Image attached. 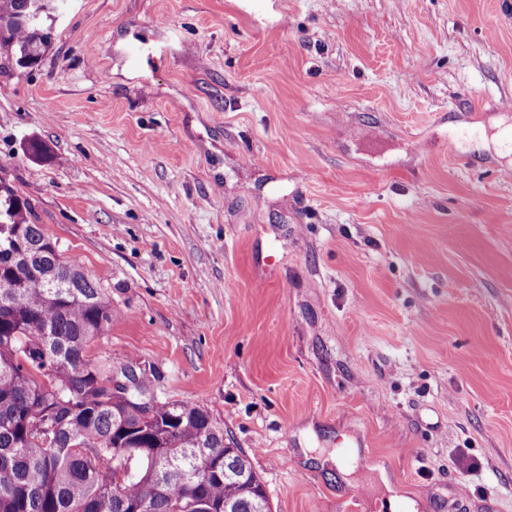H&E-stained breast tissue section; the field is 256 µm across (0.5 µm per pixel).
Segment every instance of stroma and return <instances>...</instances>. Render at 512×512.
<instances>
[{
    "mask_svg": "<svg viewBox=\"0 0 512 512\" xmlns=\"http://www.w3.org/2000/svg\"><path fill=\"white\" fill-rule=\"evenodd\" d=\"M0 173L272 512H512V0H64ZM46 151L30 155L29 142Z\"/></svg>",
    "mask_w": 512,
    "mask_h": 512,
    "instance_id": "1",
    "label": "stroma"
}]
</instances>
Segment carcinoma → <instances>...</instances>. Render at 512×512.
<instances>
[{"instance_id": "1", "label": "carcinoma", "mask_w": 512, "mask_h": 512, "mask_svg": "<svg viewBox=\"0 0 512 512\" xmlns=\"http://www.w3.org/2000/svg\"><path fill=\"white\" fill-rule=\"evenodd\" d=\"M50 2L0 0V52L21 67L46 47L27 15ZM113 316L0 177V512H272L247 452L204 406L159 399L155 367L112 395L110 360L90 351ZM46 417L49 439L32 431Z\"/></svg>"}]
</instances>
